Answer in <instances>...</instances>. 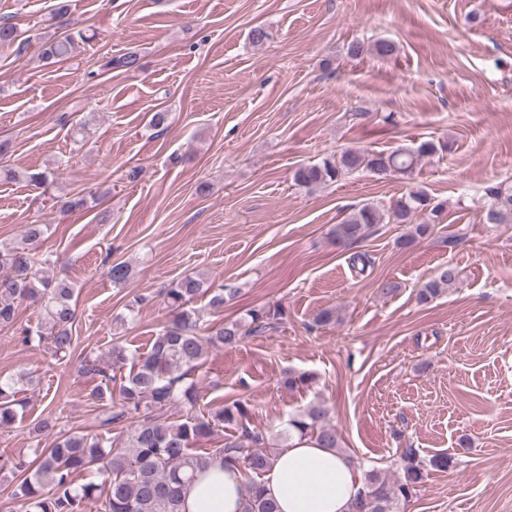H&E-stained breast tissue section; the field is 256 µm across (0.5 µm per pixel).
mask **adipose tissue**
Returning <instances> with one entry per match:
<instances>
[{"instance_id":"obj_1","label":"adipose tissue","mask_w":512,"mask_h":512,"mask_svg":"<svg viewBox=\"0 0 512 512\" xmlns=\"http://www.w3.org/2000/svg\"><path fill=\"white\" fill-rule=\"evenodd\" d=\"M260 483L279 512H354L361 488L356 460L309 440L282 448ZM250 483L239 467L209 462L184 492L183 512H242Z\"/></svg>"}]
</instances>
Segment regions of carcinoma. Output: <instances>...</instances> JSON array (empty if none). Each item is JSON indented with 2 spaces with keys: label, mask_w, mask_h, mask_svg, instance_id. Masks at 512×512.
Listing matches in <instances>:
<instances>
[{
  "label": "carcinoma",
  "mask_w": 512,
  "mask_h": 512,
  "mask_svg": "<svg viewBox=\"0 0 512 512\" xmlns=\"http://www.w3.org/2000/svg\"><path fill=\"white\" fill-rule=\"evenodd\" d=\"M66 15L67 8L59 6L56 18L61 20V32L41 49V57L49 65L69 61L79 43L87 40L82 31L68 29ZM19 40L16 26L0 21V46L10 47ZM371 50L379 56H389L396 47L389 42H379L371 48L354 42L348 47V55L359 57ZM105 67L134 71L139 68V57L127 52L108 60ZM435 152L436 146L430 141L390 153L347 148L299 168L294 180L300 186L315 188L359 171L377 180L397 174L409 176L421 158ZM53 177L54 172L48 169L24 173V180L36 188L47 186ZM487 195L491 199L487 222L511 224L512 187L493 186L487 189ZM442 209L443 205L425 189L412 188L388 209L373 203L352 209L336 225L335 240L341 245L353 244L376 224H413L422 214L427 220L414 224L413 237H425L432 233ZM47 229L46 224H24L19 244L0 249V327L14 326L15 303H35L41 307L43 317L34 328L21 329L18 341L26 345L37 336L48 341L54 355L63 357L74 345L75 291L68 279H49L39 269L49 262L38 252ZM457 276L455 267H439L418 290V301H432ZM204 286L205 278L200 274L185 275L170 283L164 297L171 308V320L154 337L150 350L132 363L128 374L117 377L128 361L125 348L119 345L84 358L82 374L97 381L89 396L101 406L98 427L102 433L61 434L51 447L37 449L34 459L11 463V469L20 477L13 500L21 503L23 512H84L85 501L91 499L99 503L98 512H182L184 487L197 470L218 457L234 461L249 477L251 494L243 512H278L258 478L288 441L297 436L311 439L323 448L341 450V438L330 410L322 404H312L291 415L286 428L274 437L248 426L249 404L240 400L201 415L159 420V414L177 402L191 408L197 404L199 388L190 375L203 364L206 346L232 348L246 336L273 328L282 315L276 307L250 308L243 318L227 320L204 336L200 333L199 313L190 307L205 293ZM235 294L233 289L214 290L208 307L220 311ZM116 381L117 399L112 393V383ZM31 383L32 377L26 373L0 375V428L12 426L18 419V387ZM221 428L229 430L223 446L198 452L197 445ZM403 462V478L392 484L378 470L364 473L356 501L359 512H398L399 502L416 494L429 469L445 471L454 467L450 454L438 453L423 461L412 448L405 450ZM78 473H88L94 479L79 484Z\"/></svg>",
  "instance_id": "obj_1"
}]
</instances>
